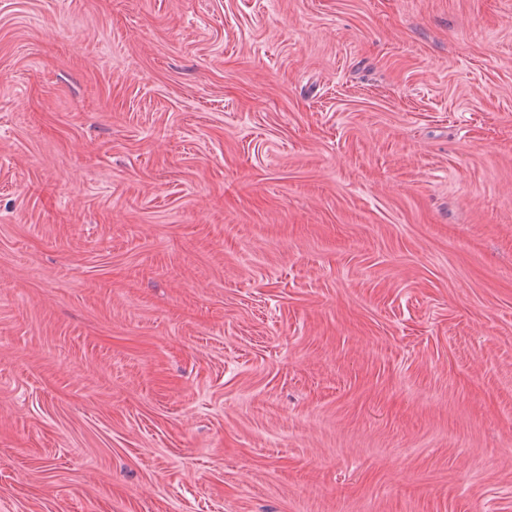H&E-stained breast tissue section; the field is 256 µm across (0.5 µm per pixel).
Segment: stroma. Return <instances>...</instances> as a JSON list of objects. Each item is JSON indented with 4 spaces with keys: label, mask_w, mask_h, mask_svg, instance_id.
I'll use <instances>...</instances> for the list:
<instances>
[{
    "label": "stroma",
    "mask_w": 512,
    "mask_h": 512,
    "mask_svg": "<svg viewBox=\"0 0 512 512\" xmlns=\"http://www.w3.org/2000/svg\"><path fill=\"white\" fill-rule=\"evenodd\" d=\"M0 512H512V0H0Z\"/></svg>",
    "instance_id": "obj_1"
}]
</instances>
